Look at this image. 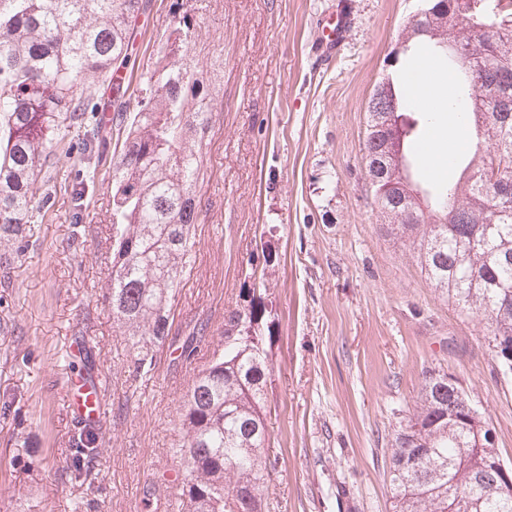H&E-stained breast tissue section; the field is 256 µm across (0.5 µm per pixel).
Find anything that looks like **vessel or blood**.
<instances>
[{
    "label": "vessel or blood",
    "instance_id": "b4317fda",
    "mask_svg": "<svg viewBox=\"0 0 512 512\" xmlns=\"http://www.w3.org/2000/svg\"><path fill=\"white\" fill-rule=\"evenodd\" d=\"M346 21L339 16L328 19L327 32L320 47L323 57H332L341 46ZM91 338L75 337L70 346L72 357L78 358L82 371L67 389L66 408L70 420L82 429L99 427L107 415L99 375L90 359Z\"/></svg>",
    "mask_w": 512,
    "mask_h": 512
}]
</instances>
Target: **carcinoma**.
<instances>
[{
  "instance_id": "cac0c4a2",
  "label": "carcinoma",
  "mask_w": 512,
  "mask_h": 512,
  "mask_svg": "<svg viewBox=\"0 0 512 512\" xmlns=\"http://www.w3.org/2000/svg\"><path fill=\"white\" fill-rule=\"evenodd\" d=\"M145 0H0V244L43 222L51 193L39 191L61 168L81 167L75 189L95 181L106 142L99 140L98 88L129 62L131 19ZM466 21L449 31L451 52L420 36L428 57L454 83L450 108L469 147L448 161V180L429 181L424 207L399 209L390 229L413 247L430 284L483 316L496 349L512 344V197L489 178L512 170V118L484 111L480 88L496 84L512 104V15ZM146 78V96L122 116L120 151L112 164V240L106 299L132 338L135 369L152 365L164 346L182 277L190 266L197 223L202 147L212 103L186 55H164ZM411 69L395 63L381 82L394 96V133L417 173L421 128L437 115L418 105ZM82 137L66 142L71 130ZM273 302L264 278L243 283L208 366L192 381L180 413L183 480L178 512H271L267 498L270 437L266 427ZM458 392L448 374L427 373L419 403L394 437L389 466L393 512H512V494H489L476 483L486 460L475 426L448 415Z\"/></svg>"
}]
</instances>
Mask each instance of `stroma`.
<instances>
[{"instance_id": "35a3bbf8", "label": "stroma", "mask_w": 512, "mask_h": 512, "mask_svg": "<svg viewBox=\"0 0 512 512\" xmlns=\"http://www.w3.org/2000/svg\"><path fill=\"white\" fill-rule=\"evenodd\" d=\"M423 0H150L125 72L126 109L179 20L187 59L213 101L193 261L150 370L105 303V222L121 115L111 112L91 202L72 183L24 238L0 247V512H152L177 501L179 417L192 378L249 264L264 269L276 334L268 424L276 455L272 512H392L391 443L426 371L456 378L512 466V373L480 317L431 286L408 245L382 224L364 166L367 105L387 57ZM344 8L340 51L317 48ZM277 253L266 263L263 249ZM92 337L107 418L79 478L55 462L76 452L68 347ZM191 357H183L187 336Z\"/></svg>"}]
</instances>
